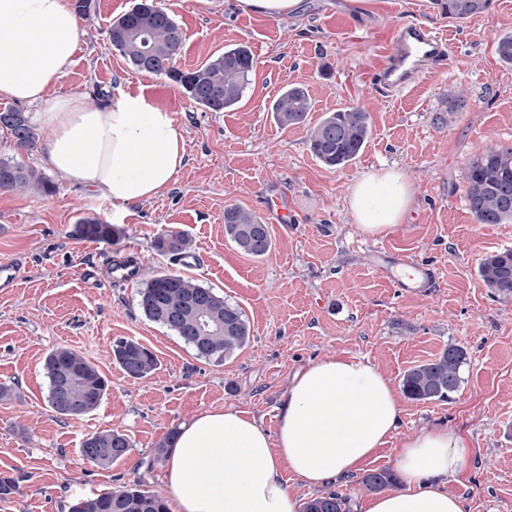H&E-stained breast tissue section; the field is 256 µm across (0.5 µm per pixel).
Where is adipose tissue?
<instances>
[{
    "mask_svg": "<svg viewBox=\"0 0 512 512\" xmlns=\"http://www.w3.org/2000/svg\"><path fill=\"white\" fill-rule=\"evenodd\" d=\"M78 38L69 0H0V98L38 106L50 131L47 167L121 214L171 183L184 165V137L142 93L109 104L52 95ZM412 203L410 181L393 166L355 182L346 198L373 237L402 223ZM401 414L398 391L370 360L334 354L310 362L290 380L276 434L231 407L180 428L166 461L170 512H298L284 473L322 488L360 471L394 438L401 486L373 496L365 512H466L464 497L447 489L470 464L466 439L443 428L403 434Z\"/></svg>",
    "mask_w": 512,
    "mask_h": 512,
    "instance_id": "obj_1",
    "label": "adipose tissue"
}]
</instances>
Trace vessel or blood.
<instances>
[{
	"label": "vessel or blood",
	"mask_w": 512,
	"mask_h": 512,
	"mask_svg": "<svg viewBox=\"0 0 512 512\" xmlns=\"http://www.w3.org/2000/svg\"><path fill=\"white\" fill-rule=\"evenodd\" d=\"M450 53L451 45L446 37L422 22L406 21L399 26L392 47L373 79L383 90H403L419 81L427 70L446 68ZM371 266L404 291L423 287L432 277L429 268L409 256L383 248L374 250Z\"/></svg>",
	"instance_id": "vessel-or-blood-1"
}]
</instances>
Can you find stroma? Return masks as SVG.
<instances>
[{"label":"stroma","instance_id":"obj_1","mask_svg":"<svg viewBox=\"0 0 512 512\" xmlns=\"http://www.w3.org/2000/svg\"><path fill=\"white\" fill-rule=\"evenodd\" d=\"M136 0H94L80 19L72 64L53 92L93 103L119 93H145L171 112L185 135L186 157L173 181L152 200L116 216L111 202L69 185L57 174L53 195L0 190V261L20 265L15 288L0 293V475L19 478V491L0 499V512H69L79 498L142 478L164 490L165 465L139 474L137 464L175 426L197 414L233 407L276 433V408L293 373L331 354L369 359L394 386L412 366L446 345L468 360L461 387L447 401L403 400V430L445 427L463 435L472 462L448 482L467 512H512V298L493 297L481 281L483 258L512 247V223L480 224L470 213L466 173L489 147L512 143V67L499 61L498 38L512 30V0L464 21L436 0H304L298 16L246 14L236 0H159L182 27L176 64L192 68L224 48H251V85L231 112H207L169 80L128 68L108 42L113 20ZM418 19L448 35L447 68L426 73L394 96L377 92L371 76L404 21ZM305 87L310 124L326 113L358 106L372 135L343 168H328L309 152L308 126L283 128L268 106L288 84ZM457 111L448 105L460 89ZM394 165L411 181L414 202L403 224L373 238L346 208L353 183ZM278 193L287 223L273 221L267 197ZM240 206L269 224L272 249L262 258L239 251L224 233V211ZM93 217L115 225L106 244L79 238L75 226ZM181 231L202 256L189 275L237 303L253 339L213 364L138 308V282L114 284L112 267L136 258L143 276L180 272L156 255L154 237ZM381 246L428 266L432 279L412 292L393 288L369 265ZM132 338L158 357L154 373L128 377L112 344ZM75 349L110 379L101 404L78 417L47 405L42 365L53 348ZM125 434L128 457L101 468L80 449L92 433Z\"/></svg>","mask_w":512,"mask_h":512}]
</instances>
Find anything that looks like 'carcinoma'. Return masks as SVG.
<instances>
[{
	"mask_svg": "<svg viewBox=\"0 0 512 512\" xmlns=\"http://www.w3.org/2000/svg\"><path fill=\"white\" fill-rule=\"evenodd\" d=\"M449 17L464 20L488 10L491 0H437ZM109 40L129 67L135 71L162 75L179 86L192 102L209 112H229L242 101L254 68V57L245 45L224 50L204 64L179 69L175 59L182 48L184 35L180 25L156 0H137L129 11L113 20ZM496 52L501 62L512 65V32L503 34ZM312 101L307 90L299 85H287L270 103L268 111L277 125L288 127L307 121ZM8 132L16 148L26 150L38 140L36 127L25 119L19 124H0ZM371 135L369 113L354 106L329 113L311 130L308 147L311 154L328 167L343 168L352 162ZM34 188L51 195L55 185L12 157H0V190ZM466 200L479 224L512 222V146L489 148L469 166L466 176ZM224 229L229 239L243 253L261 258L272 247L269 225L250 211L231 206L224 210ZM77 234L98 242H112L119 229L98 219L85 218L76 225ZM190 238L180 232L159 234L151 243L157 254L172 259L190 251ZM479 276L485 287L496 297L512 298V248L486 256L479 266ZM142 314L178 336L196 358L221 364L251 343L252 330L243 309L200 284L198 280L171 273H157L138 291ZM199 296L206 297L211 309L221 311L230 326L207 336L206 346L196 345L195 327L207 319L198 307L185 310L178 322L161 317L162 307L174 301ZM115 361L127 376L141 379L151 375L158 366L157 356L133 339L121 338L112 345ZM467 363V352L458 344H450L432 360L408 369L402 378L405 396L419 402L444 401L457 392L462 383L461 368ZM48 379L49 407L62 417L81 416L95 410L109 390V380L99 368L74 349L57 347L50 350L43 362ZM64 387L68 406L56 401L58 387ZM178 433L174 427L151 451L148 462L153 465L166 458ZM82 448L88 449L84 459L107 467L125 459L130 452L128 438L118 430H103L89 435ZM371 492H381L396 484L389 469L374 470L361 479ZM70 512H169L166 498L143 488L137 479L93 497L82 498L70 506ZM299 512H352L350 499L329 491L304 501Z\"/></svg>",
	"mask_w": 512,
	"mask_h": 512,
	"instance_id": "cac0c4a2",
	"label": "carcinoma"
}]
</instances>
